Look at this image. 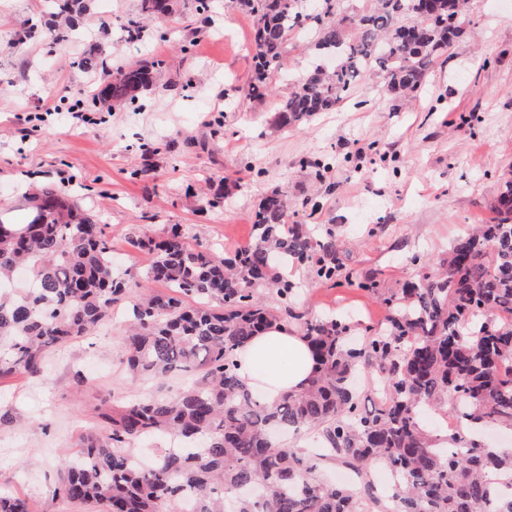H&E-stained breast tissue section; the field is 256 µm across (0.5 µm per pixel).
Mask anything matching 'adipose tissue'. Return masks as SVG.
Listing matches in <instances>:
<instances>
[{
  "label": "adipose tissue",
  "mask_w": 512,
  "mask_h": 512,
  "mask_svg": "<svg viewBox=\"0 0 512 512\" xmlns=\"http://www.w3.org/2000/svg\"><path fill=\"white\" fill-rule=\"evenodd\" d=\"M238 377L267 401L302 389L314 370L307 340L296 329L276 325L252 337L238 352Z\"/></svg>",
  "instance_id": "ef3b65f1"
}]
</instances>
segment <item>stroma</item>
I'll use <instances>...</instances> for the list:
<instances>
[{
  "label": "stroma",
  "instance_id": "35a3bbf8",
  "mask_svg": "<svg viewBox=\"0 0 512 512\" xmlns=\"http://www.w3.org/2000/svg\"><path fill=\"white\" fill-rule=\"evenodd\" d=\"M45 0H0V207L22 209L51 186L77 194L106 227L118 273L142 271L146 253L129 235L158 236L182 225L191 245L233 251L252 239L251 214L277 188L289 223L323 224L347 245L336 281L321 283L303 266L287 270L299 307L319 316L354 312L370 324L387 310L357 288L376 280L382 293L415 277L413 254L438 260L471 224L492 219L486 207L512 175V0H471L466 33L437 59L412 100L366 78L347 100L303 128L273 131L289 76L311 62L307 32H293L275 93L246 99L253 48L249 18L231 0H212L209 19L194 0L131 42L125 25L139 0H84L76 37L63 46L47 17L38 37L15 43ZM100 53L110 69L159 63L140 107L112 110L106 124L33 129L26 119L43 101L72 97L91 71L76 61ZM145 144L160 146L146 155ZM321 162L323 180L302 161ZM226 197L209 207L215 194ZM124 306L113 307L95 335L48 353L40 375L0 380V495L25 496L33 512H80L53 498L59 462L75 457L81 435L96 427L97 398L168 396L180 381L134 378L124 363ZM84 387H76L75 376Z\"/></svg>",
  "mask_w": 512,
  "mask_h": 512
}]
</instances>
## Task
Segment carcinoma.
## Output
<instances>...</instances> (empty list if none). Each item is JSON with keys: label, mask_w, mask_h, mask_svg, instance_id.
Listing matches in <instances>:
<instances>
[{"label": "carcinoma", "mask_w": 512, "mask_h": 512, "mask_svg": "<svg viewBox=\"0 0 512 512\" xmlns=\"http://www.w3.org/2000/svg\"><path fill=\"white\" fill-rule=\"evenodd\" d=\"M59 17L81 9L79 0H49ZM322 0L309 13L302 0H232L252 21L255 53L247 96L273 92L277 70L294 29L313 33L317 64L293 80L277 106L274 126L300 128L344 101L363 77L387 90L419 91L445 50L458 37L448 22V0L421 14V0ZM178 0H140L127 22V39L141 41L145 23L164 20ZM77 65L107 72L91 108L135 105L155 83L156 66L127 64L110 73L90 52ZM492 224L458 235L446 258L396 294L383 297L385 327L350 316L307 319L292 306L296 285L276 266L303 265L315 279L334 281L341 271L336 234L316 224H289L288 199L263 195L252 214V241L224 257L192 246L172 225L158 238L135 234L130 246L150 255L140 276L116 278L104 225L84 213L81 199L46 187L33 198L24 224L0 223V284L18 268L35 287L0 291V377L41 372L46 354L89 335L133 299L125 364L138 377L185 378L173 397L96 406L104 432L79 439L78 458L59 465L53 497L90 507L89 512H512V452L496 453L456 430L452 448L437 447L418 418L426 405L482 427L512 428V179L489 203ZM161 283L166 294H153ZM276 293L274 312L262 290ZM192 298L190 307L184 299ZM299 326L315 362L300 392L271 404L257 399L237 376V352L272 326ZM383 383L379 404L362 406L356 378ZM168 432L179 447L165 448L153 466L134 462L136 441ZM314 434L317 451L276 443L273 433ZM340 465L358 482L338 485L321 468ZM386 468L392 493L384 495L371 470ZM0 512H31L22 497H1Z\"/></svg>", "instance_id": "carcinoma-1"}]
</instances>
